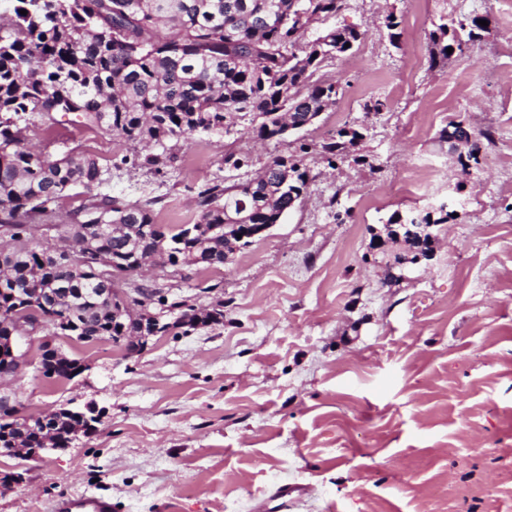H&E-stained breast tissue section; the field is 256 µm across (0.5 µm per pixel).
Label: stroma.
<instances>
[{
  "label": "stroma",
  "instance_id": "stroma-1",
  "mask_svg": "<svg viewBox=\"0 0 512 512\" xmlns=\"http://www.w3.org/2000/svg\"><path fill=\"white\" fill-rule=\"evenodd\" d=\"M473 15L488 19L480 39L430 68V33ZM328 24L363 38L318 71L337 101L288 141L198 133L157 174L105 129L30 127L28 147L95 155L94 195L153 201L167 228L197 219V185L253 178L275 155L301 156L311 182L224 267L120 284L131 299L155 285L223 305L220 323L135 354L60 336L84 373L7 379L31 416L88 403L106 415L64 451L0 455V477L22 476L0 485V512H54L79 493L112 512H512V0H348ZM372 99L381 112H365ZM452 121L492 133L466 170L439 139ZM344 127L360 137L328 162L321 144ZM229 152L252 166H226ZM442 204L427 255L388 240L393 213Z\"/></svg>",
  "mask_w": 512,
  "mask_h": 512
}]
</instances>
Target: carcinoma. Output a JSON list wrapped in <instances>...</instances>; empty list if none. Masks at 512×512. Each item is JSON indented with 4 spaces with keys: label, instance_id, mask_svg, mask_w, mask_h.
I'll return each instance as SVG.
<instances>
[{
    "label": "carcinoma",
    "instance_id": "cac0c4a2",
    "mask_svg": "<svg viewBox=\"0 0 512 512\" xmlns=\"http://www.w3.org/2000/svg\"><path fill=\"white\" fill-rule=\"evenodd\" d=\"M0 12V226L12 229L15 245L0 250V316L17 308L42 309L44 330L90 342L101 336H136L139 327L115 317L117 304L99 303L100 273L119 274L126 267L165 255L172 266L198 257L196 266L224 265V249L249 245L238 242L236 230L220 236L227 205H245L250 224H276L293 205L292 195L307 191L310 178L296 156L276 155L263 166L265 178L237 182H207L195 190L199 219L168 229L155 223L153 202H128L103 195L67 216L65 228L76 242L85 238L94 251L69 259L55 257L30 245L31 229L56 213L64 192L81 188L90 194L99 180L98 160L75 150L57 158L34 153L25 132L38 115L57 123V115L84 119L122 139L157 148L144 163L159 170L171 161L167 144L195 133H225V126L242 120L260 140H280L281 121L290 117L304 125L336 103L339 87L314 79L323 63L350 50L363 38L359 30L326 28L324 21L347 8V0H5ZM27 14L22 15L20 11ZM476 15L449 30L441 23L430 35V67H443L484 27ZM170 33L161 35L160 27ZM355 130L340 129L321 144L324 155L340 156L345 138ZM467 160H478L491 134L469 136ZM446 217L394 213L387 220L389 235L407 237L404 224H442ZM128 231L112 236L109 226ZM138 305H170L179 316L167 329L217 322L219 309H199L186 301L169 300L157 288H138ZM67 299L44 309L49 295ZM78 360H57V379H72ZM25 429L0 409V449L26 433L40 448L45 437L34 426Z\"/></svg>",
    "mask_w": 512,
    "mask_h": 512
}]
</instances>
